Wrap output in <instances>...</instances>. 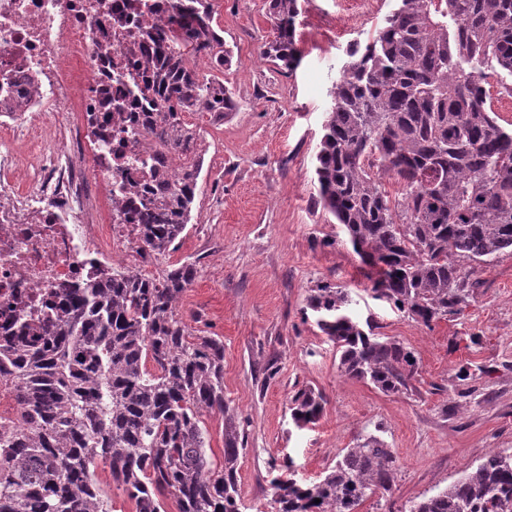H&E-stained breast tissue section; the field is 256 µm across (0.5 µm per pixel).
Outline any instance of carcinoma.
<instances>
[{"label": "carcinoma", "instance_id": "obj_1", "mask_svg": "<svg viewBox=\"0 0 512 512\" xmlns=\"http://www.w3.org/2000/svg\"><path fill=\"white\" fill-rule=\"evenodd\" d=\"M269 15L274 38L262 55L292 70L298 0H270ZM214 21L211 0H172L169 16L142 31L150 79L140 95L157 166L135 195L146 206L143 240L160 252L182 238L203 167L185 114L237 107L223 82L197 68L230 58ZM492 79L512 96V0H398L350 50L324 126L314 203L344 227L376 297L426 327L472 298L462 262L512 250V123H500ZM173 97L178 112L166 108ZM171 149L180 150L176 182L165 179ZM195 274L190 263L160 279L102 271L52 293L37 319L9 321L0 384L12 388L17 414L0 419V512H111L98 461L136 512H165L167 496L177 512H242L244 435L224 400V343L193 335L177 313ZM350 305L347 290L330 286L307 299L341 374L385 394L408 389L414 353L376 335ZM289 410L306 425L323 399L300 390ZM206 413L224 419L219 469ZM395 469L393 449L375 434L314 480L290 459L272 479L270 512H356L390 491ZM410 512H512V453L487 455Z\"/></svg>", "mask_w": 512, "mask_h": 512}]
</instances>
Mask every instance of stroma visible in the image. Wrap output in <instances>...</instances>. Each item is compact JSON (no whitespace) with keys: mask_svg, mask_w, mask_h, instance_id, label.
<instances>
[{"mask_svg":"<svg viewBox=\"0 0 512 512\" xmlns=\"http://www.w3.org/2000/svg\"><path fill=\"white\" fill-rule=\"evenodd\" d=\"M292 70L260 54L272 37L267 0H220L216 21L232 63L217 76L238 105L222 124L190 114L204 157L191 221L176 250L160 253L162 277L191 261L197 276L178 306L195 335L224 343V397L244 429L239 494L268 512L269 465L291 456L313 480L359 436L381 432L397 458L392 490L358 512H410L491 452H512V252L475 265L473 297L457 315L424 326L376 299L342 225L314 205L316 154L350 44L364 40L396 0H299ZM348 289L360 317L412 348V389L384 394L341 376L334 345L305 316L311 291ZM469 367L471 379L456 377ZM275 375H268V368ZM324 397L297 427L289 400Z\"/></svg>","mask_w":512,"mask_h":512,"instance_id":"stroma-1","label":"stroma"}]
</instances>
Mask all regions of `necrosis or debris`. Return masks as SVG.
Instances as JSON below:
<instances>
[{
    "label": "necrosis or debris",
    "mask_w": 512,
    "mask_h": 512,
    "mask_svg": "<svg viewBox=\"0 0 512 512\" xmlns=\"http://www.w3.org/2000/svg\"><path fill=\"white\" fill-rule=\"evenodd\" d=\"M168 12L169 0H0V328L82 285L89 263L142 274L155 260L129 189L149 176L133 158L151 153L134 123L141 31Z\"/></svg>",
    "instance_id": "1"
}]
</instances>
